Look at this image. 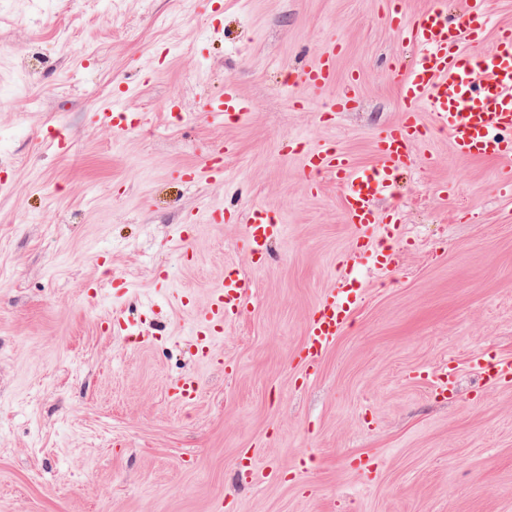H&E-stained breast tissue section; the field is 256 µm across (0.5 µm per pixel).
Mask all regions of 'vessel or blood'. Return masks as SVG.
<instances>
[{"instance_id": "obj_1", "label": "vessel or blood", "mask_w": 512, "mask_h": 512, "mask_svg": "<svg viewBox=\"0 0 512 512\" xmlns=\"http://www.w3.org/2000/svg\"><path fill=\"white\" fill-rule=\"evenodd\" d=\"M387 22L416 48L417 56L398 84L402 113L379 140L375 165L359 167L332 148L310 149L303 154V168L309 178L335 174L342 207L356 232L354 250L342 263L340 277L309 321L305 356L311 366L318 363L361 303L359 293L351 286L353 273L367 259L381 269L389 268L394 261L393 254L383 251L368 254L365 234L374 225L384 236L392 235L396 228L393 217H380L377 202L390 193L410 163L414 143L425 135L417 123L419 108L424 106L432 112L436 126L448 134L458 158L512 162V28L500 29L492 47L483 49L488 29L486 0H464L463 20L459 23L449 22L443 0H434L431 7L411 15L405 14L400 0H394ZM299 80L312 89L335 84V50L318 57L300 73ZM205 106L207 116L216 123L245 120L252 110L233 80L225 82L220 94L206 98ZM95 118L98 125L117 135L141 123L139 115L112 101L98 108ZM227 151V146L221 144L210 148L206 164L185 168L184 176L195 183L221 178ZM243 231L252 259L262 261L280 227L270 208L260 206L250 210ZM246 288L245 280L230 271L211 289L192 325L199 339L200 356H208L213 334L244 308Z\"/></svg>"}]
</instances>
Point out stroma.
Wrapping results in <instances>:
<instances>
[{"instance_id":"obj_1","label":"stroma","mask_w":512,"mask_h":512,"mask_svg":"<svg viewBox=\"0 0 512 512\" xmlns=\"http://www.w3.org/2000/svg\"><path fill=\"white\" fill-rule=\"evenodd\" d=\"M389 9L0 0V512H512V380L470 361L512 360L511 165L454 158L421 111L426 136L378 204L399 217L398 263L366 265L350 322L304 364L356 233L335 175L310 188L300 151L374 165L401 114L394 67L414 57ZM334 45L336 82L311 92L297 75ZM354 75L358 101L328 117ZM227 79L247 123L202 108ZM122 87L146 124L117 136L90 117ZM173 100L193 123L170 119ZM57 126L64 153L44 144ZM220 141L223 180L183 183ZM204 205L272 207L268 261L251 263L239 225L190 222ZM229 269L248 301L202 362L193 313ZM118 312L148 344L112 334ZM445 366L456 386L441 394ZM189 373L197 396L174 403Z\"/></svg>"}]
</instances>
